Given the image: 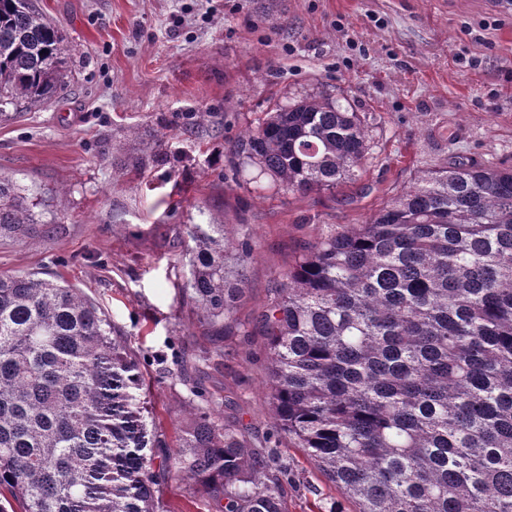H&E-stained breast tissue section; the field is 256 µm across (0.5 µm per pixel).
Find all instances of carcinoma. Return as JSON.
<instances>
[{"label": "carcinoma", "instance_id": "obj_1", "mask_svg": "<svg viewBox=\"0 0 512 512\" xmlns=\"http://www.w3.org/2000/svg\"><path fill=\"white\" fill-rule=\"evenodd\" d=\"M64 35L34 0H0L5 107L59 95ZM360 113L330 97L278 103L234 147L233 170L296 192L334 190L369 158ZM0 174V238L36 231ZM182 295L220 343L237 317L250 250L195 224ZM267 336L266 398L280 435L353 512H512V167L424 172L364 224H328L255 317ZM128 339L79 288L0 275V512H174L176 481L210 512H288L287 468L224 418L184 401L170 449L141 402Z\"/></svg>", "mask_w": 512, "mask_h": 512}]
</instances>
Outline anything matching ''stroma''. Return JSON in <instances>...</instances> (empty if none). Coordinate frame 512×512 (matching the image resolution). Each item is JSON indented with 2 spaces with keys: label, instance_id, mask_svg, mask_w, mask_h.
Wrapping results in <instances>:
<instances>
[{
  "label": "stroma",
  "instance_id": "stroma-1",
  "mask_svg": "<svg viewBox=\"0 0 512 512\" xmlns=\"http://www.w3.org/2000/svg\"><path fill=\"white\" fill-rule=\"evenodd\" d=\"M70 45L65 87L0 122V174L40 230L0 239V275L81 289L130 342L160 434L175 444L186 389L165 369L212 345L180 290L193 225L248 239L240 319L256 315L322 225L360 224L424 171L512 167V11L498 0H36ZM476 59L477 67L466 64ZM329 96L364 113L371 151L333 191L288 192L233 175L231 150L276 103ZM211 120L198 125L196 115ZM204 398L288 467V512L346 502L278 434L260 330L227 343Z\"/></svg>",
  "mask_w": 512,
  "mask_h": 512
}]
</instances>
